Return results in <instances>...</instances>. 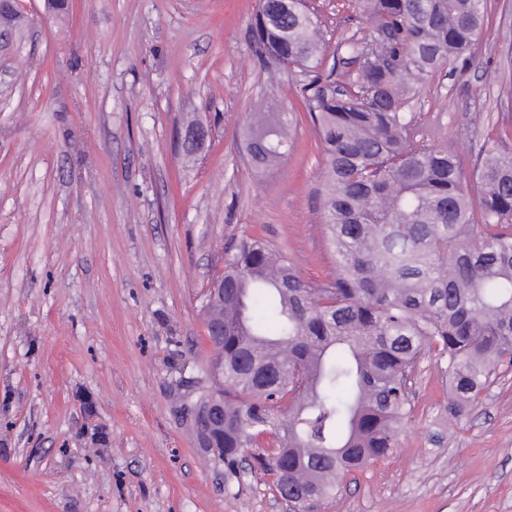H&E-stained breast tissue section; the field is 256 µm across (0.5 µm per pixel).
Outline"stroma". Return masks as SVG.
Instances as JSON below:
<instances>
[{
  "instance_id": "35a3bbf8",
  "label": "stroma",
  "mask_w": 512,
  "mask_h": 512,
  "mask_svg": "<svg viewBox=\"0 0 512 512\" xmlns=\"http://www.w3.org/2000/svg\"><path fill=\"white\" fill-rule=\"evenodd\" d=\"M336 47L349 0H309ZM258 0H25L0 33V512H286L272 476L226 484L188 409L211 354L201 305L224 250L256 235L307 280L334 274L302 81L261 70ZM468 64L427 77L421 135L471 174L512 118V0H489ZM293 112L276 168L246 162L258 102ZM211 126L187 160L174 130ZM397 448L319 512H512V370L469 415L445 411L434 358Z\"/></svg>"
}]
</instances>
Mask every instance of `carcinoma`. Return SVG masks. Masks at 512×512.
I'll use <instances>...</instances> for the list:
<instances>
[{
	"mask_svg": "<svg viewBox=\"0 0 512 512\" xmlns=\"http://www.w3.org/2000/svg\"><path fill=\"white\" fill-rule=\"evenodd\" d=\"M366 33L340 42V74L306 0H259L258 66L302 77L322 161L321 211L336 273L305 280L268 242L226 252L224 299L204 300L210 386L224 429L209 444L240 479L245 453L299 507L318 504L397 446L414 376L435 354L449 412L480 402L512 367V144L487 138L464 180L448 146L419 138L407 111L426 77L456 68L483 36L486 0H351ZM293 119L253 115L248 164L287 155Z\"/></svg>",
	"mask_w": 512,
	"mask_h": 512,
	"instance_id": "1",
	"label": "carcinoma"
}]
</instances>
